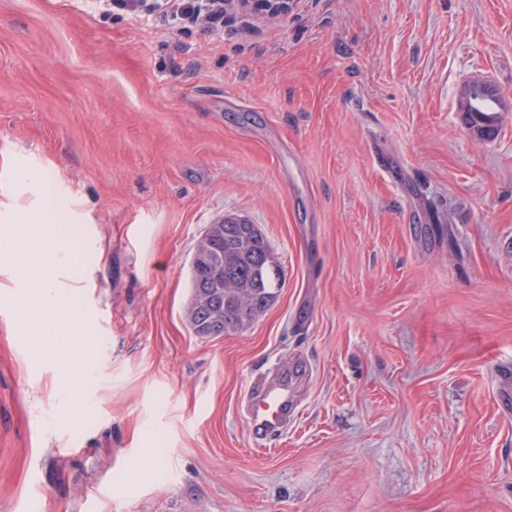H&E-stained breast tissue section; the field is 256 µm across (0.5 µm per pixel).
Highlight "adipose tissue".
Instances as JSON below:
<instances>
[{
	"mask_svg": "<svg viewBox=\"0 0 512 512\" xmlns=\"http://www.w3.org/2000/svg\"><path fill=\"white\" fill-rule=\"evenodd\" d=\"M81 239L79 225L62 223L57 200L47 197L41 200L38 223L0 226V287L6 289L16 280H25L43 309L34 325L36 342L31 357L43 356L49 349L83 355L91 347V317L68 315L70 297L58 283L60 271L78 266L74 245Z\"/></svg>",
	"mask_w": 512,
	"mask_h": 512,
	"instance_id": "adipose-tissue-1",
	"label": "adipose tissue"
}]
</instances>
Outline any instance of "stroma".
Returning <instances> with one entry per match:
<instances>
[{"mask_svg":"<svg viewBox=\"0 0 512 512\" xmlns=\"http://www.w3.org/2000/svg\"><path fill=\"white\" fill-rule=\"evenodd\" d=\"M496 89L477 140L466 86ZM80 225L101 366L67 426L0 293V512H512V0H299L218 30L105 0H0V225ZM283 275L193 335L207 225ZM287 384L260 441L252 385ZM288 405V394L282 388L270 387L256 395L254 388H250L245 398L243 417L255 437L266 440L288 427Z\"/></svg>","mask_w":512,"mask_h":512,"instance_id":"stroma-1","label":"stroma"}]
</instances>
